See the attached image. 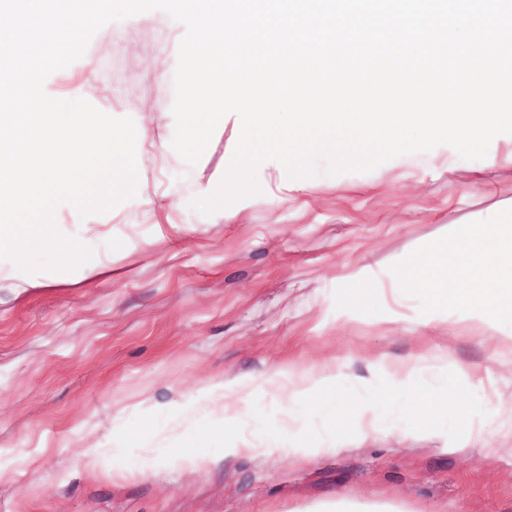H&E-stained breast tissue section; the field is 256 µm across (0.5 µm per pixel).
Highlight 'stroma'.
Here are the masks:
<instances>
[{"label": "stroma", "mask_w": 512, "mask_h": 512, "mask_svg": "<svg viewBox=\"0 0 512 512\" xmlns=\"http://www.w3.org/2000/svg\"><path fill=\"white\" fill-rule=\"evenodd\" d=\"M185 32L159 10L112 22L88 67L49 77L65 99L93 86L96 108L151 135L134 198L59 215L108 271H45L23 289L0 277V512H321L344 498L512 512V325L430 311L391 277L457 225H512V135L485 161L442 145L309 191L262 166L260 194L204 216L188 203L221 184L241 122L224 116L196 164L172 148ZM434 359L388 392L382 362ZM335 363L343 377L314 396L272 392L278 370ZM222 379L250 382L239 414L213 401Z\"/></svg>", "instance_id": "35a3bbf8"}]
</instances>
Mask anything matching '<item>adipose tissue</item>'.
Here are the masks:
<instances>
[{
  "instance_id": "ef3b65f1",
  "label": "adipose tissue",
  "mask_w": 512,
  "mask_h": 512,
  "mask_svg": "<svg viewBox=\"0 0 512 512\" xmlns=\"http://www.w3.org/2000/svg\"><path fill=\"white\" fill-rule=\"evenodd\" d=\"M512 270V237L505 239L495 224L480 235L458 226L453 237L430 246L420 260L394 268L396 282L418 288L428 306L468 310L477 321H512V304L501 305L496 284L504 270Z\"/></svg>"
}]
</instances>
